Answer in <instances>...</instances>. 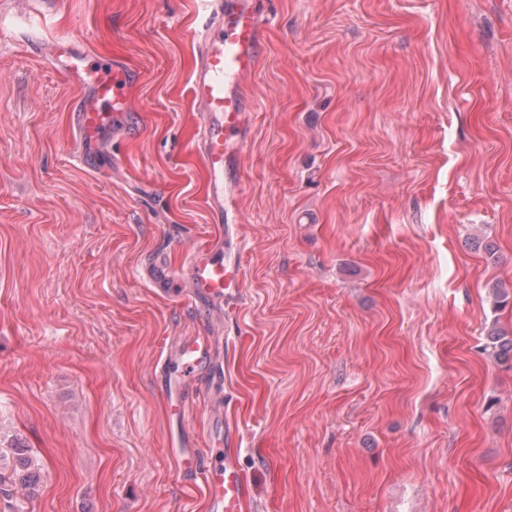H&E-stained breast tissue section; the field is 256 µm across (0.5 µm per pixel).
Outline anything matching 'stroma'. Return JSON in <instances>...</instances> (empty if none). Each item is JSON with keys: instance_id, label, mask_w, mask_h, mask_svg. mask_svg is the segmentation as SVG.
Here are the masks:
<instances>
[{"instance_id": "stroma-1", "label": "stroma", "mask_w": 512, "mask_h": 512, "mask_svg": "<svg viewBox=\"0 0 512 512\" xmlns=\"http://www.w3.org/2000/svg\"><path fill=\"white\" fill-rule=\"evenodd\" d=\"M239 205L244 288L204 322L143 275L218 238L191 93L199 0H0V512H208L159 375L207 449L232 420L246 512H512V0H260ZM143 70L137 135L74 157L79 101L40 51ZM483 351L496 359H509L512 356V338L493 328L487 336ZM214 358V348L208 333L206 336H190L180 345L177 360L179 370L177 375H162L160 384L167 396L168 410L179 421L184 418L183 390L179 387L194 374L207 372ZM1 461H4L2 466ZM40 468L36 467L30 448H0V485L14 484L28 495L33 494L40 481Z\"/></svg>"}]
</instances>
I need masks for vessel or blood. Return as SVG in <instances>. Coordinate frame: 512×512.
<instances>
[{"label": "vessel or blood", "mask_w": 512, "mask_h": 512, "mask_svg": "<svg viewBox=\"0 0 512 512\" xmlns=\"http://www.w3.org/2000/svg\"><path fill=\"white\" fill-rule=\"evenodd\" d=\"M201 3L205 21L198 35L199 58L191 93L202 116L199 149L209 184L205 206L212 221L223 225L224 236L192 252L188 286L196 300L234 306L243 286L244 246L237 220L243 188L240 158L252 120L244 82L262 55L264 18L255 0ZM45 54L64 80L83 92L70 119L78 138L77 158L82 165H89L90 145L112 127L126 125L127 92L139 83L141 73L122 59H99L69 35L53 41ZM213 358L210 336H191L180 345L177 375L165 374L160 379L172 416H184L181 384L207 372ZM237 445V429L229 423L224 426L223 447L202 454L190 444H172L171 452L182 466L201 475L208 512H241L247 499L243 474L232 457L223 453L224 448Z\"/></svg>", "instance_id": "1"}]
</instances>
